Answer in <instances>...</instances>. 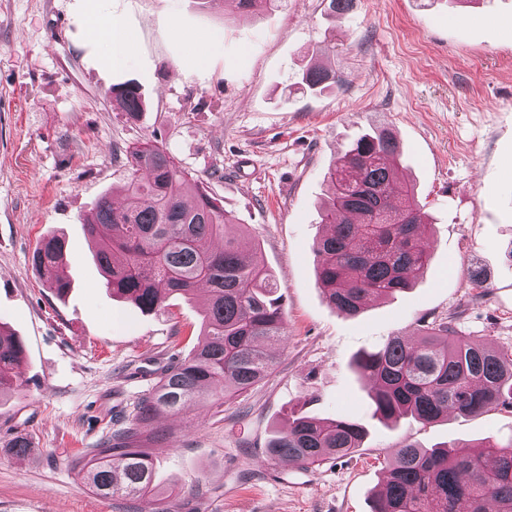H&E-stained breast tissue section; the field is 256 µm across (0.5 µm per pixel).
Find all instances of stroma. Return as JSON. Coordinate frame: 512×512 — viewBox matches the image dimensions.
I'll list each match as a JSON object with an SVG mask.
<instances>
[{"instance_id": "stroma-1", "label": "stroma", "mask_w": 512, "mask_h": 512, "mask_svg": "<svg viewBox=\"0 0 512 512\" xmlns=\"http://www.w3.org/2000/svg\"><path fill=\"white\" fill-rule=\"evenodd\" d=\"M328 3L280 0L241 18L222 0H104L135 37L104 71L75 0H0V323L25 345L21 385L0 396V512H371L404 444L512 439L510 406L385 424L353 368L423 319L512 352V0H353L344 14ZM197 32L212 36L201 64L185 39ZM316 63L336 85H300ZM127 82L147 102L134 119L112 104ZM380 127L432 218L431 264L410 290L344 317L316 275L318 206L336 157ZM144 142L199 176L257 243L286 340L246 392L155 417L148 452L165 495L126 501L92 493L76 460L130 426L206 314L202 289L141 311L94 262L85 220L101 198L121 202L125 154ZM53 235L63 295L33 263ZM294 409L354 419L360 448L310 468L264 460Z\"/></svg>"}]
</instances>
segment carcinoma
<instances>
[{
    "label": "carcinoma",
    "mask_w": 512,
    "mask_h": 512,
    "mask_svg": "<svg viewBox=\"0 0 512 512\" xmlns=\"http://www.w3.org/2000/svg\"><path fill=\"white\" fill-rule=\"evenodd\" d=\"M244 15L275 0H225ZM301 83L311 91L336 83V72L306 68ZM116 106L136 118L145 102L138 86L114 88ZM400 146L387 129L362 134L327 173L331 193L321 223L317 274L328 302L348 317L366 303L412 287L427 268L428 218L410 186L399 181ZM125 200L106 197L86 221L95 258L112 294L145 312L162 307L171 294H192L208 286L207 321L196 346L165 370L137 408L120 445L99 448L81 465L89 487L101 497L138 499L154 480L145 444L155 437L151 423L162 411L179 413L194 404L242 392L263 380L275 360L269 346L283 342L282 297L277 282L242 252L251 242L227 232L235 225L222 201L208 194L157 145L128 151ZM221 237L220 250L206 247ZM64 242L42 239L33 263L56 292L69 283L56 276ZM422 339L390 336L355 362L372 383L375 414L398 422L411 416L434 421L512 405V354L460 335L452 321L421 320ZM23 343L0 325V394L16 382ZM363 429L354 420L294 416L266 448L269 460L290 459L310 467L360 447ZM371 512H512V439H487L476 447L420 448L408 443L388 465Z\"/></svg>",
    "instance_id": "1"
}]
</instances>
